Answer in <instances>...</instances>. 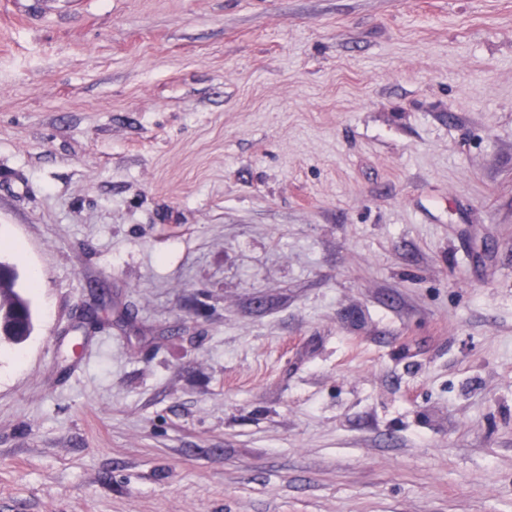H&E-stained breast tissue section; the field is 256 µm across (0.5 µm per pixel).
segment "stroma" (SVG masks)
I'll return each mask as SVG.
<instances>
[{
    "label": "stroma",
    "instance_id": "1",
    "mask_svg": "<svg viewBox=\"0 0 512 512\" xmlns=\"http://www.w3.org/2000/svg\"><path fill=\"white\" fill-rule=\"evenodd\" d=\"M0 260V512H512V0H0ZM18 275L15 270L0 262V340L19 343L26 339L25 331L33 328V313L30 300L17 288ZM21 330H16V327Z\"/></svg>",
    "mask_w": 512,
    "mask_h": 512
}]
</instances>
